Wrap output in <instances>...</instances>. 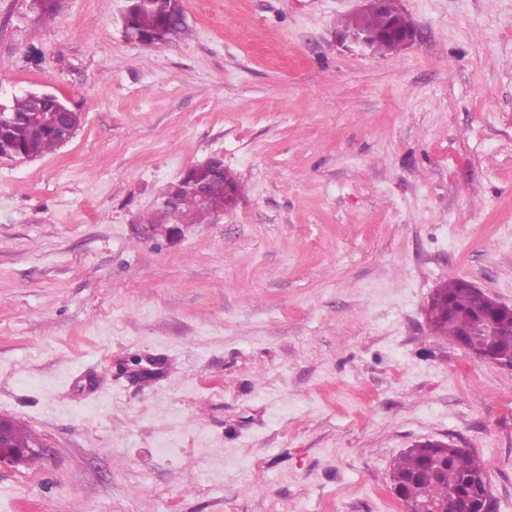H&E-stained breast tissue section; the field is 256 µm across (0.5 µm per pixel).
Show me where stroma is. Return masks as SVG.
Instances as JSON below:
<instances>
[{
	"label": "stroma",
	"instance_id": "35a3bbf8",
	"mask_svg": "<svg viewBox=\"0 0 512 512\" xmlns=\"http://www.w3.org/2000/svg\"><path fill=\"white\" fill-rule=\"evenodd\" d=\"M182 2L148 47L127 0H0V97L83 115L0 158V415L45 446L0 512H404L428 439L512 512V371L425 319L454 277L512 304V0H387L398 47L353 40L374 0ZM213 156L238 204L144 232Z\"/></svg>",
	"mask_w": 512,
	"mask_h": 512
}]
</instances>
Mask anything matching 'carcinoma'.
I'll use <instances>...</instances> for the list:
<instances>
[{
  "instance_id": "carcinoma-1",
  "label": "carcinoma",
  "mask_w": 512,
  "mask_h": 512,
  "mask_svg": "<svg viewBox=\"0 0 512 512\" xmlns=\"http://www.w3.org/2000/svg\"><path fill=\"white\" fill-rule=\"evenodd\" d=\"M61 0H32L31 10L39 17L58 11ZM182 0H148L141 5L130 0L124 15L126 32L138 41L153 45L188 34ZM366 26L375 31L395 29L408 31V24L399 14L379 9L366 17ZM56 111L55 103L39 94L22 93L7 104V118L0 122V156L9 158H38L60 147L58 128L50 121ZM198 180L205 183L208 199L218 205L231 206L242 194V186L228 170L211 172L195 166L189 169ZM171 202V207L156 209L147 219L149 224H198L200 202L198 198L176 180L166 185L158 195ZM449 301L457 317L448 318L439 311L443 301ZM485 311V295L463 286L462 280L453 278L438 288L427 307V320L439 336L464 340L469 349L490 351L493 360L512 358V340L504 338L489 345L481 336L473 335L469 317ZM13 446L30 448L23 462L36 461L41 452L33 449L31 434L23 427H14ZM395 476H414L416 482L406 487L408 504L418 503L424 496L433 494L437 512H466L468 504L480 502L484 462L477 455L451 445L445 448H411L393 464Z\"/></svg>"
}]
</instances>
